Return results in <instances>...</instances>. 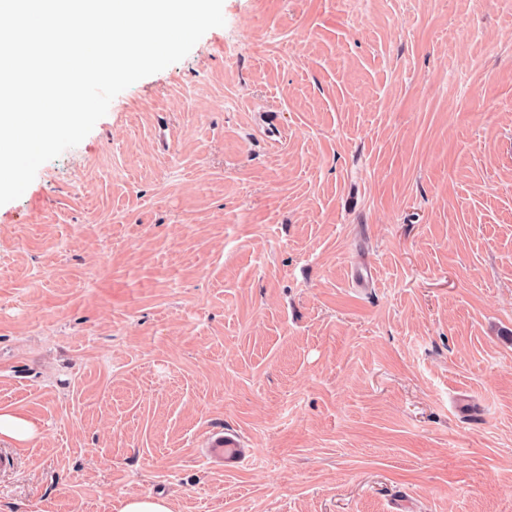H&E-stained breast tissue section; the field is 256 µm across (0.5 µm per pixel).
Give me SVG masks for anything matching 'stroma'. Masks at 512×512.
<instances>
[{
	"instance_id": "obj_1",
	"label": "stroma",
	"mask_w": 512,
	"mask_h": 512,
	"mask_svg": "<svg viewBox=\"0 0 512 512\" xmlns=\"http://www.w3.org/2000/svg\"><path fill=\"white\" fill-rule=\"evenodd\" d=\"M223 14L0 205V504L512 512V0ZM34 424L18 411L0 410V442L24 443L35 435ZM203 443L205 459L226 471L240 468L252 452V448H245L243 438L236 431L225 428L210 431ZM120 512H172V509L166 499L147 494L124 499Z\"/></svg>"
}]
</instances>
